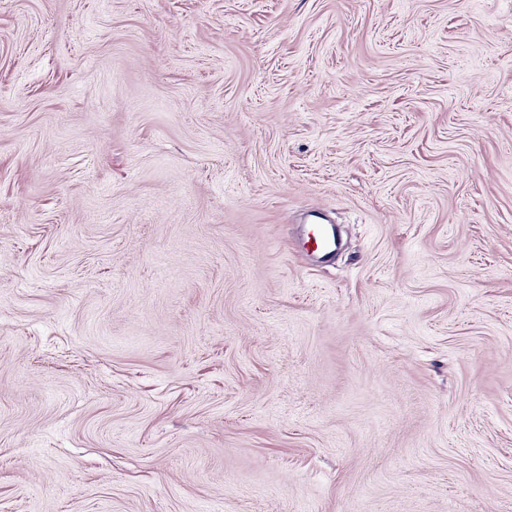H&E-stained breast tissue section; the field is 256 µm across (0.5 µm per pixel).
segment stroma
<instances>
[{"mask_svg": "<svg viewBox=\"0 0 512 512\" xmlns=\"http://www.w3.org/2000/svg\"><path fill=\"white\" fill-rule=\"evenodd\" d=\"M0 512H512V0H0Z\"/></svg>", "mask_w": 512, "mask_h": 512, "instance_id": "obj_1", "label": "stroma"}]
</instances>
